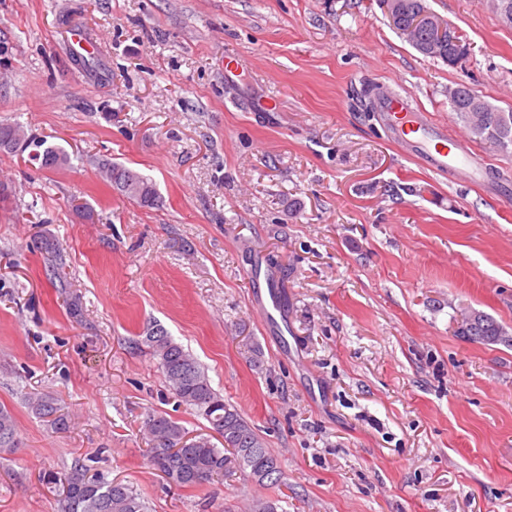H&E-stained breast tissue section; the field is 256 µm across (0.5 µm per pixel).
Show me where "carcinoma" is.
Returning a JSON list of instances; mask_svg holds the SVG:
<instances>
[{
	"label": "carcinoma",
	"instance_id": "carcinoma-1",
	"mask_svg": "<svg viewBox=\"0 0 512 512\" xmlns=\"http://www.w3.org/2000/svg\"><path fill=\"white\" fill-rule=\"evenodd\" d=\"M422 9L424 0H402L400 12L391 20L393 27L399 30L410 26ZM420 37V53L448 61V37L439 36L437 29L429 23L421 30ZM471 90L472 87L465 83L458 84V99L450 104L451 110L473 139L506 153L511 151L512 112L505 113L507 121L504 124L492 126L494 113L467 111ZM28 150L37 152L34 159L44 168L61 169L70 165V157L63 149L26 134L20 125H0L1 152L24 153ZM101 168L104 178L122 196L146 207L160 202L155 185L139 172L110 161L103 163ZM457 334L484 344L512 342L504 327L484 311L479 312L473 322L461 319ZM141 343L157 359L174 398L204 417L223 440L219 448L208 436L191 437L175 419L164 412H156L146 422L152 466L182 488H196L211 479L229 478L237 473L258 485L277 482L281 475L277 458L254 427L213 388L197 360L159 324L146 327ZM28 408L54 428H67V416L60 413L55 396L38 395L29 400ZM16 447L15 418L10 410L0 406V449ZM61 483L60 512H147L144 500L128 486L89 477L81 467L64 474Z\"/></svg>",
	"mask_w": 512,
	"mask_h": 512
}]
</instances>
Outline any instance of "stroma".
I'll use <instances>...</instances> for the list:
<instances>
[{"mask_svg": "<svg viewBox=\"0 0 512 512\" xmlns=\"http://www.w3.org/2000/svg\"><path fill=\"white\" fill-rule=\"evenodd\" d=\"M426 2L467 37L465 67L420 54L379 0H0V124L71 159L0 152V405L20 442L0 512H58L78 464L149 512H512V348L454 332L470 307L512 333V153L471 142L491 164L468 182L377 110L396 93L460 135L465 83L512 112V26L490 0ZM103 159L160 204L119 196ZM151 322L263 437L278 483L187 489L149 464L152 412L210 432L134 346ZM37 393L67 429L30 412ZM101 168L104 178L123 197L142 206H158L160 197L155 185L136 170L107 160Z\"/></svg>", "mask_w": 512, "mask_h": 512, "instance_id": "35a3bbf8", "label": "stroma"}]
</instances>
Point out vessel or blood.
<instances>
[{
  "mask_svg": "<svg viewBox=\"0 0 512 512\" xmlns=\"http://www.w3.org/2000/svg\"><path fill=\"white\" fill-rule=\"evenodd\" d=\"M384 109L387 124L395 137L434 170H453L462 174L485 171L484 158L472 154L464 141L448 134L427 113L414 108L407 98L391 96Z\"/></svg>",
  "mask_w": 512,
  "mask_h": 512,
  "instance_id": "b4317fda",
  "label": "vessel or blood"
}]
</instances>
